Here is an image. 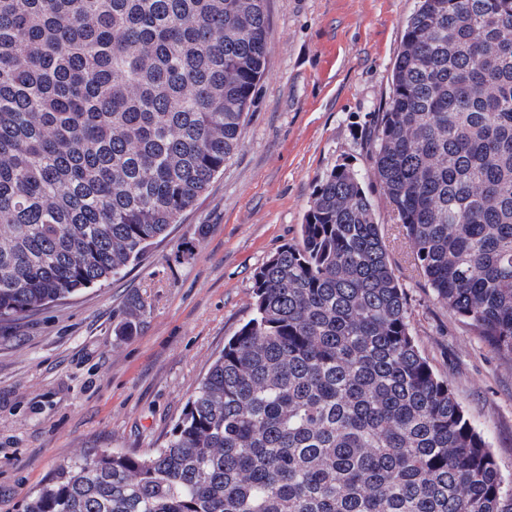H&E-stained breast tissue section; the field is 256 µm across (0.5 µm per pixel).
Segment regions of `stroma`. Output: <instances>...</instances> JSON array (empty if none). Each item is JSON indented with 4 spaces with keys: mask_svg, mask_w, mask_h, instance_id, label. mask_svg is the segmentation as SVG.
Returning <instances> with one entry per match:
<instances>
[{
    "mask_svg": "<svg viewBox=\"0 0 512 512\" xmlns=\"http://www.w3.org/2000/svg\"><path fill=\"white\" fill-rule=\"evenodd\" d=\"M416 0H269L266 71L224 172L125 272L0 328V512H22L57 464L161 446L252 312L266 258L298 239L317 180L366 145ZM388 252L411 332L512 481V365L436 303L397 232ZM147 303L115 336L123 306ZM145 304L140 298H133L127 306L125 320L116 328L115 336H131L137 330Z\"/></svg>",
    "mask_w": 512,
    "mask_h": 512,
    "instance_id": "1",
    "label": "stroma"
}]
</instances>
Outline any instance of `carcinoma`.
I'll use <instances>...</instances> for the list:
<instances>
[{
    "instance_id": "cac0c4a2",
    "label": "carcinoma",
    "mask_w": 512,
    "mask_h": 512,
    "mask_svg": "<svg viewBox=\"0 0 512 512\" xmlns=\"http://www.w3.org/2000/svg\"><path fill=\"white\" fill-rule=\"evenodd\" d=\"M268 28L267 0H0V327L180 223L239 148ZM391 85L372 172L318 179L167 440L82 453L23 512H512L415 343L366 186L437 303L512 364V0H419Z\"/></svg>"
}]
</instances>
